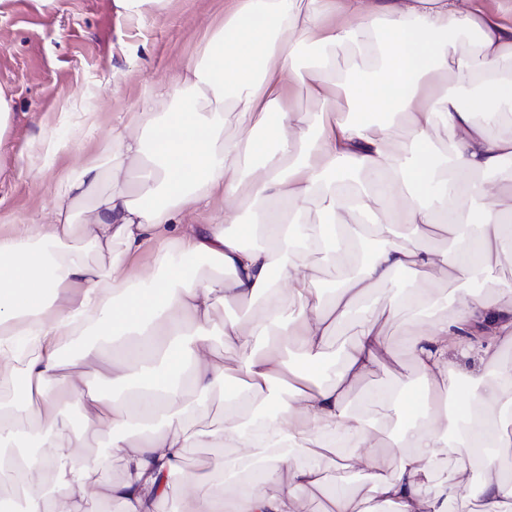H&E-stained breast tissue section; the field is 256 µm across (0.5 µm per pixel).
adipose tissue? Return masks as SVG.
<instances>
[{
	"label": "adipose tissue",
	"instance_id": "ef3b65f1",
	"mask_svg": "<svg viewBox=\"0 0 512 512\" xmlns=\"http://www.w3.org/2000/svg\"><path fill=\"white\" fill-rule=\"evenodd\" d=\"M232 2L210 63L166 92L185 111L117 134L110 157L65 182L55 223L0 236V481L23 512L112 500L158 512L186 450L221 445L231 453L210 477L184 476L193 512H299L312 491L325 495L322 512H512V472L497 456L512 446V370L470 375L455 431L443 416L459 389L454 358L493 365L512 345V285L490 297L459 286L474 273L498 280L512 260V194L476 180L512 162V136L487 133L512 112V75L501 69L512 58V0ZM450 69L453 85L442 78ZM299 95L320 111L300 112ZM441 127L443 152L432 139ZM132 167L137 192L123 175ZM201 209L206 223H188ZM439 231L448 249L421 247ZM159 237L170 245L150 271L127 276ZM93 250L109 262H91ZM185 256L206 274L187 273ZM317 260L336 269L330 293L312 273ZM438 271L454 285L444 313L421 287ZM405 272L417 286H400ZM219 301L232 311L220 326ZM242 307L245 322L234 315ZM380 307L415 313L405 341L421 377L418 392H377L410 422L382 448L349 408L393 360ZM352 318L355 342L329 360L328 336ZM93 334L82 357L64 361ZM217 335L239 350L234 367L215 353ZM132 338L136 347L102 358L103 344ZM90 369L99 388L86 384ZM231 385L218 426L191 424L186 389L203 400ZM62 388L79 400L85 431L62 416ZM260 409L259 428L245 426ZM102 431L125 474L91 488L93 462L78 449ZM32 433L41 452H11ZM359 466L367 491L331 483L329 468Z\"/></svg>",
	"mask_w": 512,
	"mask_h": 512
}]
</instances>
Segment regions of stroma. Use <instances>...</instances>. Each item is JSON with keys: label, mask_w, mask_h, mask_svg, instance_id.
Segmentation results:
<instances>
[{"label": "stroma", "mask_w": 512, "mask_h": 512, "mask_svg": "<svg viewBox=\"0 0 512 512\" xmlns=\"http://www.w3.org/2000/svg\"><path fill=\"white\" fill-rule=\"evenodd\" d=\"M224 2L163 0L136 15L122 0H0V88L13 102L0 135L1 234L52 223L61 178L110 154L132 113L175 109L162 90L186 66L208 63ZM386 332L393 363L351 397L384 441L396 434L397 414L366 404L365 391L398 383L412 390L418 381L401 321H387ZM84 453L99 462L89 486L122 480L106 436L90 438Z\"/></svg>", "instance_id": "obj_1"}]
</instances>
